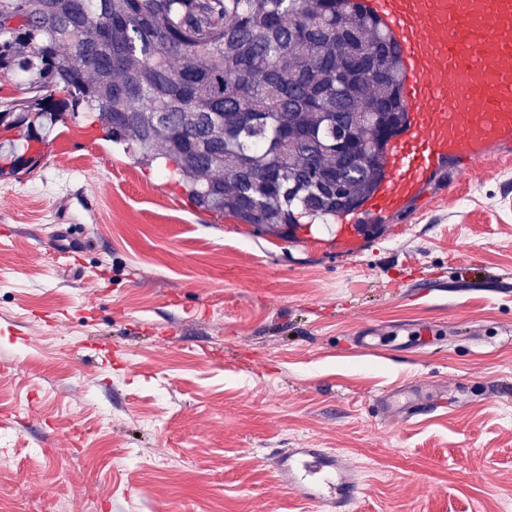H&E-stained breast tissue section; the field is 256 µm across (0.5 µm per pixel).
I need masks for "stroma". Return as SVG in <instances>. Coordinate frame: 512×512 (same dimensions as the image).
Returning a JSON list of instances; mask_svg holds the SVG:
<instances>
[{
  "mask_svg": "<svg viewBox=\"0 0 512 512\" xmlns=\"http://www.w3.org/2000/svg\"><path fill=\"white\" fill-rule=\"evenodd\" d=\"M50 132L0 179V512H322L279 482L292 448L350 465L345 512H512V154L344 258L330 224L196 211L91 109Z\"/></svg>",
  "mask_w": 512,
  "mask_h": 512,
  "instance_id": "35a3bbf8",
  "label": "stroma"
}]
</instances>
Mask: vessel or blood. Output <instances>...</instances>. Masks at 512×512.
Segmentation results:
<instances>
[{
	"label": "vessel or blood",
	"instance_id": "obj_1",
	"mask_svg": "<svg viewBox=\"0 0 512 512\" xmlns=\"http://www.w3.org/2000/svg\"><path fill=\"white\" fill-rule=\"evenodd\" d=\"M399 56L405 122L387 144L385 176L363 205L392 214L417 198L448 161H481L512 148V0H359ZM336 251L360 245L353 214L339 217ZM282 479L336 512L350 488L340 465L297 448Z\"/></svg>",
	"mask_w": 512,
	"mask_h": 512
}]
</instances>
